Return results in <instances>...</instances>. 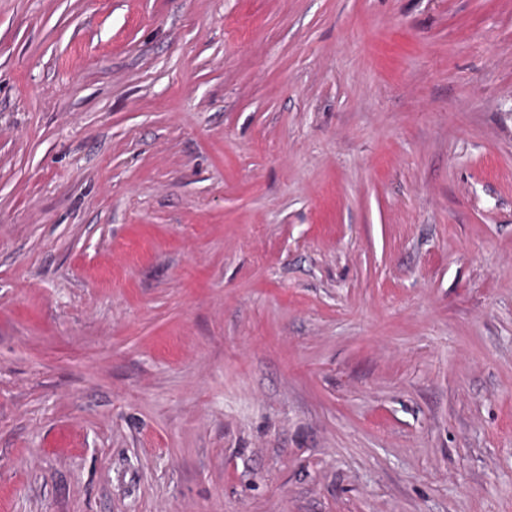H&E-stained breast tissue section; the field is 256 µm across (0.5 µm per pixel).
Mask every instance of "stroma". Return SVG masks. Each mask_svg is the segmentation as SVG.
I'll list each match as a JSON object with an SVG mask.
<instances>
[{
    "label": "stroma",
    "mask_w": 512,
    "mask_h": 512,
    "mask_svg": "<svg viewBox=\"0 0 512 512\" xmlns=\"http://www.w3.org/2000/svg\"><path fill=\"white\" fill-rule=\"evenodd\" d=\"M0 512H512V0H0Z\"/></svg>",
    "instance_id": "obj_1"
}]
</instances>
